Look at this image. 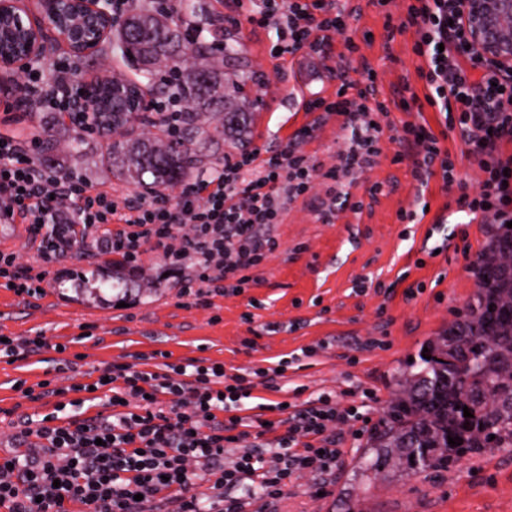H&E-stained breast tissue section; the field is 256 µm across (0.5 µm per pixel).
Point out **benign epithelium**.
<instances>
[{
    "label": "benign epithelium",
    "mask_w": 512,
    "mask_h": 512,
    "mask_svg": "<svg viewBox=\"0 0 512 512\" xmlns=\"http://www.w3.org/2000/svg\"><path fill=\"white\" fill-rule=\"evenodd\" d=\"M104 0H0V24L18 43L14 51L0 50V70L22 69L29 61H49L60 49L73 57L96 53L109 39L115 16ZM459 27L475 58L512 77V0H457ZM97 87L125 97L124 111H147L141 90L101 78Z\"/></svg>",
    "instance_id": "1"
}]
</instances>
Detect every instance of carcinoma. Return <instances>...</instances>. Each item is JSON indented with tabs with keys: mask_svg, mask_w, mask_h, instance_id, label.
I'll use <instances>...</instances> for the list:
<instances>
[{
	"mask_svg": "<svg viewBox=\"0 0 512 512\" xmlns=\"http://www.w3.org/2000/svg\"><path fill=\"white\" fill-rule=\"evenodd\" d=\"M204 31L198 26L187 46L179 24L142 0L112 35V55L138 71L134 85L184 103L175 131L160 112L130 122L115 118L102 129L104 137L121 134L110 144L112 169L129 184L148 191L174 186L204 164L195 145L248 136L249 113L239 111L226 93L237 50L227 42L211 48ZM218 100L224 102L222 112L214 110ZM141 126L158 127L162 134L136 133ZM511 252L512 228L500 224L471 266L474 304L427 344L426 356L397 370L386 427L372 439L362 462L366 478L446 469L468 457L512 448V268L501 263ZM450 437L461 438L459 445L448 444Z\"/></svg>",
	"mask_w": 512,
	"mask_h": 512,
	"instance_id": "1",
	"label": "carcinoma"
}]
</instances>
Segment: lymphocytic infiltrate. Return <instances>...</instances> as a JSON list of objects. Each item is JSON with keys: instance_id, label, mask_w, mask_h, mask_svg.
<instances>
[{"instance_id": "f902f5d3", "label": "lymphocytic infiltrate", "mask_w": 512, "mask_h": 512, "mask_svg": "<svg viewBox=\"0 0 512 512\" xmlns=\"http://www.w3.org/2000/svg\"><path fill=\"white\" fill-rule=\"evenodd\" d=\"M236 21L275 32L271 58L325 57L348 29L339 0H230ZM453 0H411L403 23L386 22L387 40L405 26L418 28L414 54L421 59L423 90L401 98L402 111L439 112L446 130H459L483 174L474 193L454 201L457 212L484 224L512 221V78L484 71L465 48ZM37 110L74 111L68 74L47 81L24 70ZM363 81L342 82L334 95L304 96L310 122L281 147L228 154L219 170L182 184L176 195H117L79 175L61 178L39 166L27 145L0 133V214L27 227L39 257L50 261L78 243L107 254L130 271L161 250L169 266L188 268L183 297L237 296L256 284L255 269L278 251L273 233L297 200L308 201L318 220L342 209L359 210L352 185L382 153L390 107L378 99L375 71L363 64ZM345 132L336 162L322 168L303 151L329 116ZM403 141L414 151L412 174L420 189L440 178L454 183V164L428 123L406 122ZM328 183L325 194L314 191ZM0 278L16 294L36 297L44 281L14 252H0ZM156 350L150 363L111 364L103 378L81 384L101 394L102 411L63 417L64 387L51 381L23 388V397L55 398L52 412L19 416L11 450L0 455V512H258L280 500L297 480L309 478L324 492L342 469L347 437H360L364 416L346 395L320 394L302 401L261 403L242 415L245 399L262 387L281 392L289 360L250 372L230 373L218 363L169 360Z\"/></svg>"}]
</instances>
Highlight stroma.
<instances>
[{"instance_id": "obj_1", "label": "stroma", "mask_w": 512, "mask_h": 512, "mask_svg": "<svg viewBox=\"0 0 512 512\" xmlns=\"http://www.w3.org/2000/svg\"><path fill=\"white\" fill-rule=\"evenodd\" d=\"M410 0H353L360 10L351 22L348 37H336L330 58L299 56L276 61L269 48L274 32L235 25L225 0H204L205 18L217 21L223 35L236 40L240 50L239 96L251 104L253 125L244 145L219 143L211 151L216 159L241 148L275 147L286 143L295 130L309 122L305 112L287 105L284 90L302 83L303 71L333 68L329 82H314L313 90L333 93L342 81L356 79L352 65H340L346 38H353L376 70L374 85L379 99L396 100L403 84L420 86V60L412 51L415 28L397 35L392 55H385L382 40L386 20L405 18ZM69 67L80 86L99 78L130 76V69L106 55L75 58L59 53L45 64V71ZM0 132H11L39 150L46 135H53L59 150L51 169L59 174L77 173L118 195L134 194V187L112 173L107 158V140L80 131L8 94L0 95ZM84 141L81 153L68 151L74 138ZM398 144L383 141L378 164L352 186L354 199L363 201L362 212L342 211L324 224L303 202L292 205L276 233L278 252L268 258L256 276L258 285L239 296L213 297L209 306H197L180 297V273L168 272L159 251H147L144 270L127 273L129 292L125 307L91 303L76 298L72 274L104 270L108 256H85L74 247L50 263L38 260L28 243L18 244L23 262L46 268L47 284L42 296H20L6 288L0 278V336L44 337L47 346L24 361L0 357V409L20 407L30 415L48 413L41 401L21 400L14 384H35L45 379L58 385L87 381L110 363L129 354L170 352L172 361L205 358L225 368L251 369L317 348L312 358H302L300 369L286 373V389L304 386L306 395L356 393V406L369 417L363 436L347 439L345 464L328 494L313 498L310 479H302L278 505V512H347L349 506L365 512H512V451L501 450L473 457L460 465L430 475L392 474L373 483L362 477L360 465L366 445L383 424V409L394 389L397 368L417 358L426 343L443 334L472 302L475 282L469 267L485 248L489 225L443 224L439 218L447 201L440 179H432L426 192H419L412 176V161L394 162ZM383 188L369 199L368 187ZM424 194L429 211L421 223L404 226L400 210L413 207L417 194ZM432 244L448 242L441 255L424 258L423 239ZM365 290H358L359 281ZM425 289L406 297L415 283ZM257 308H250V301ZM253 312L252 324L241 320ZM254 349H246L244 339ZM379 340L378 348H366L367 340ZM78 355L73 371L54 370L59 357L57 344ZM375 390L378 401H364L361 392Z\"/></svg>"}]
</instances>
